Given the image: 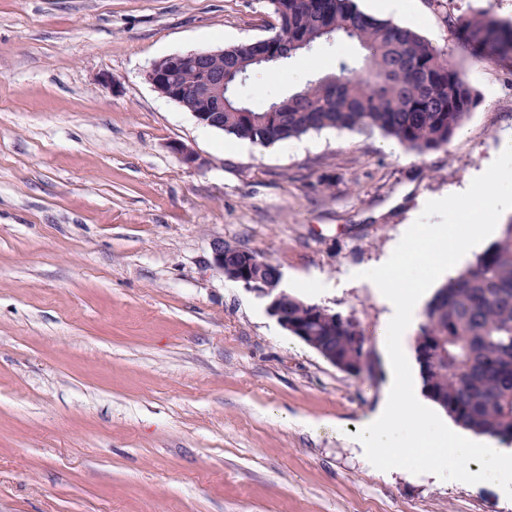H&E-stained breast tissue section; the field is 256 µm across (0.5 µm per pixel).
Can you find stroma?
<instances>
[{
    "label": "stroma",
    "mask_w": 512,
    "mask_h": 512,
    "mask_svg": "<svg viewBox=\"0 0 512 512\" xmlns=\"http://www.w3.org/2000/svg\"><path fill=\"white\" fill-rule=\"evenodd\" d=\"M416 10L480 97L422 156L333 129L260 147L147 81L165 56L267 38L270 0H0V512H512L488 482L378 470L347 434L389 378L387 309L361 272L512 133V75L461 55L444 21L512 22V0ZM360 55L326 44L241 93L261 108L290 71ZM218 240L354 316L375 374L331 365L216 273Z\"/></svg>",
    "instance_id": "35a3bbf8"
}]
</instances>
